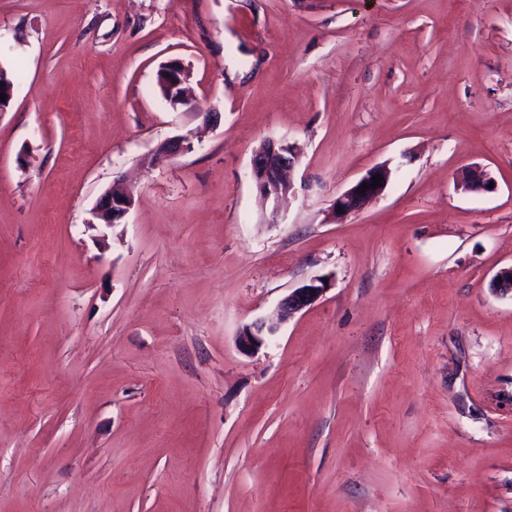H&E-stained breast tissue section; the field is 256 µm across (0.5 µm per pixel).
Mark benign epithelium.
Returning <instances> with one entry per match:
<instances>
[{
  "label": "benign epithelium",
  "mask_w": 512,
  "mask_h": 512,
  "mask_svg": "<svg viewBox=\"0 0 512 512\" xmlns=\"http://www.w3.org/2000/svg\"><path fill=\"white\" fill-rule=\"evenodd\" d=\"M165 73L162 78L167 98L174 103L190 104L184 84L188 72L178 59L167 62L161 68ZM193 145L186 136H178L166 140L159 146V151L169 156L183 155L191 151ZM300 161V149L285 142L283 139L267 138L254 151L250 162V177L255 190L266 205L272 206V214H277L279 201L292 192L291 174ZM383 177L381 185L374 187L373 176ZM391 170L385 165H377L368 169L349 189L334 200L331 207V219L336 220L359 212L369 201L383 193L389 183ZM464 180L472 190H489V184L494 182L491 173L480 166H475L465 172ZM369 184L365 192H360L362 183ZM132 204L130 191L118 186L106 191L97 202L94 217L98 223L88 225L95 229L97 226L110 227L124 218ZM492 290L502 298L512 299V266L500 269L492 278ZM327 290V283L313 280L299 288L290 291L280 302L278 318L269 321L257 318L245 324L239 330L235 342L238 350L246 355L257 353L273 337L277 335L280 326L293 315L314 305Z\"/></svg>",
  "instance_id": "obj_1"
}]
</instances>
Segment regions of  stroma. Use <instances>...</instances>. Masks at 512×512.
I'll return each instance as SVG.
<instances>
[{"instance_id":"obj_1","label":"stroma","mask_w":512,"mask_h":512,"mask_svg":"<svg viewBox=\"0 0 512 512\" xmlns=\"http://www.w3.org/2000/svg\"><path fill=\"white\" fill-rule=\"evenodd\" d=\"M0 66V512H512V0H0ZM160 71L163 72L162 84L164 86L167 98L174 103L189 105L184 84L188 77V72L180 60L173 59L167 62ZM169 73V76H166ZM300 149L284 139L267 138L254 151L250 177L265 205L277 214L279 201L293 190L291 174L300 161ZM375 175L383 177L381 185L370 187ZM390 177L391 170L385 165H377L368 169L349 189L336 197L331 207V219L336 222V219L359 212L369 201L383 193ZM363 182H367L368 188H365V192L361 193L360 189ZM339 208H342V212H338ZM132 204V196L129 190L113 186L107 190L97 202L94 209V217L97 224H89L90 229H97V226L111 227L112 224L124 218ZM326 290L327 282L317 279L290 291L279 304L277 321L257 318L242 326L235 339L238 350L246 355L257 353L277 335L283 322L314 305Z\"/></svg>"}]
</instances>
